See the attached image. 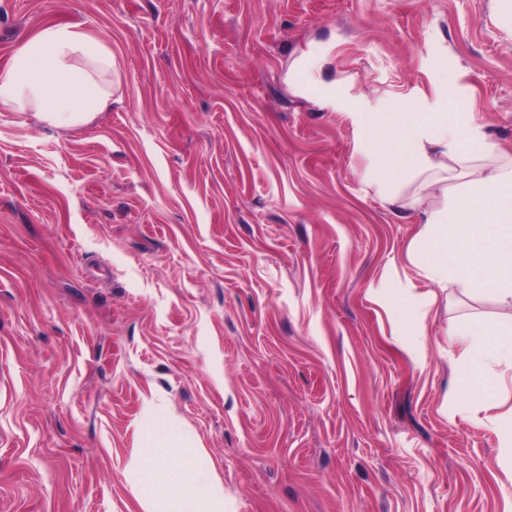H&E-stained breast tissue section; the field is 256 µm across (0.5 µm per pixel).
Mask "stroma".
<instances>
[{"instance_id":"obj_1","label":"stroma","mask_w":512,"mask_h":512,"mask_svg":"<svg viewBox=\"0 0 512 512\" xmlns=\"http://www.w3.org/2000/svg\"><path fill=\"white\" fill-rule=\"evenodd\" d=\"M506 0H0V69L48 24L112 50L110 110L0 112V512H146L161 405L232 512H512L498 434L448 404L419 226L339 110L469 112L512 153ZM435 293L418 335L413 310Z\"/></svg>"}]
</instances>
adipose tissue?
I'll use <instances>...</instances> for the list:
<instances>
[{"instance_id": "1", "label": "adipose tissue", "mask_w": 512, "mask_h": 512, "mask_svg": "<svg viewBox=\"0 0 512 512\" xmlns=\"http://www.w3.org/2000/svg\"><path fill=\"white\" fill-rule=\"evenodd\" d=\"M114 60L100 39L72 25H49L25 42L0 72V111L32 112L53 126H77L112 106L104 85ZM357 149L375 154L388 140L397 167L409 168L419 184L412 193L392 187L391 206L414 212L420 229L407 258L440 288L490 290L503 316L512 318V167L496 160L499 147L466 112H354ZM444 195L447 205L432 208ZM448 346L466 367L457 394L465 395L481 424L499 433L502 471L512 483V417L492 414L499 377L494 365L512 366V326L472 320L448 328ZM155 418L154 452L139 466V486L157 492L156 512H224V494L183 453L182 434Z\"/></svg>"}]
</instances>
